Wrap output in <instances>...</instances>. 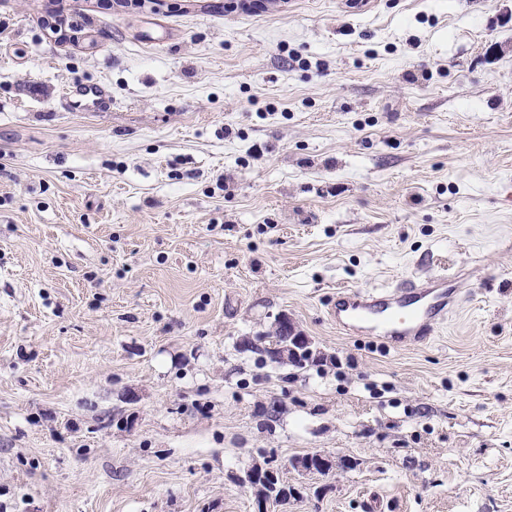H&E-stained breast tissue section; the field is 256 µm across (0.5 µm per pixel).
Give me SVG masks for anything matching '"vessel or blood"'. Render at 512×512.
Returning a JSON list of instances; mask_svg holds the SVG:
<instances>
[{
    "instance_id": "1",
    "label": "vessel or blood",
    "mask_w": 512,
    "mask_h": 512,
    "mask_svg": "<svg viewBox=\"0 0 512 512\" xmlns=\"http://www.w3.org/2000/svg\"><path fill=\"white\" fill-rule=\"evenodd\" d=\"M67 105L91 101L95 110L110 108L112 96L100 84H77L63 96ZM448 276L417 277L373 291L341 289L330 308L337 325L349 334L396 347L422 345L435 336L458 295Z\"/></svg>"
}]
</instances>
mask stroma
<instances>
[{
  "instance_id": "1",
  "label": "stroma",
  "mask_w": 512,
  "mask_h": 512,
  "mask_svg": "<svg viewBox=\"0 0 512 512\" xmlns=\"http://www.w3.org/2000/svg\"><path fill=\"white\" fill-rule=\"evenodd\" d=\"M461 268L427 345L328 314ZM284 314L323 363L250 348ZM265 464L268 512H512V0H0V512H257ZM62 98L69 108L71 106L74 107L83 99L91 101L95 111L106 110L112 105L111 94L101 84H77L69 86Z\"/></svg>"
}]
</instances>
